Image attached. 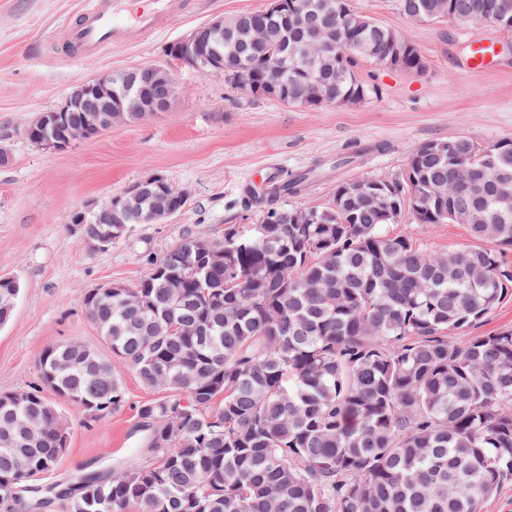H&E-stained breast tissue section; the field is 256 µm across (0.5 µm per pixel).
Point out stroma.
Returning <instances> with one entry per match:
<instances>
[{
  "label": "stroma",
  "mask_w": 512,
  "mask_h": 512,
  "mask_svg": "<svg viewBox=\"0 0 512 512\" xmlns=\"http://www.w3.org/2000/svg\"><path fill=\"white\" fill-rule=\"evenodd\" d=\"M82 0H0V277L20 284L11 320L0 327V393L42 389L40 356L51 346L80 343L109 357L125 391L124 405L94 416L55 397L69 434L55 468L30 477L22 504L0 512H69L65 489L84 475L142 462V405L164 399L125 361L113 357L88 318L86 292L137 283L149 259L188 235L212 239L228 227L260 223L264 210L245 194L265 167L306 182L286 204L332 206L338 184L401 175L412 148L465 137L481 147L512 139V34L489 25L407 17L398 0H352L361 14L420 49L418 72L361 63L358 74L376 95L355 105L315 107L255 100L171 57V44L217 16L264 9L267 0H195L164 31L142 43L79 56L63 43L67 18ZM480 39L510 45L482 69L468 47ZM155 65L178 91L168 111L117 123L67 150L36 146L22 135L39 113L58 107L75 84L106 72ZM161 177L186 192L187 208L161 224H134L105 251L85 245L71 217L97 210L135 182ZM389 233H405L426 251L471 245L463 224H420L403 213Z\"/></svg>",
  "instance_id": "stroma-1"
}]
</instances>
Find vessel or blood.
<instances>
[{"instance_id": "1", "label": "vessel or blood", "mask_w": 512, "mask_h": 512, "mask_svg": "<svg viewBox=\"0 0 512 512\" xmlns=\"http://www.w3.org/2000/svg\"><path fill=\"white\" fill-rule=\"evenodd\" d=\"M188 0H154L151 10L133 9L132 0H85L82 18L66 28L64 40L81 54H98L106 45L141 42L162 30Z\"/></svg>"}]
</instances>
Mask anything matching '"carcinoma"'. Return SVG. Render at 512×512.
Segmentation results:
<instances>
[{
    "label": "carcinoma",
    "mask_w": 512,
    "mask_h": 512,
    "mask_svg": "<svg viewBox=\"0 0 512 512\" xmlns=\"http://www.w3.org/2000/svg\"><path fill=\"white\" fill-rule=\"evenodd\" d=\"M318 28L293 38L288 18L265 10L245 19L261 28L265 50L253 72L284 59L288 90L334 55L328 102L357 104L376 93L357 67L395 56L423 65L418 48L354 9L307 0ZM415 19L440 16L485 22L512 32V0H399ZM415 146L406 175L375 210L350 190L327 208L329 224H267L256 247L224 238V257L197 269L187 236L134 286L88 292L89 319L112 353L146 387L170 395L140 409L155 445L143 464L89 479L71 512H481L512 477V330L460 343L454 334L483 320L512 286L502 252L512 250V208L492 187L512 191V140L488 148L473 141L444 157ZM505 152L495 167L481 162ZM471 179L469 224L479 246L427 252L407 235L385 231L406 198L430 195L452 222L456 182ZM92 235L124 237L116 224H88ZM143 297L138 306L131 295ZM42 381L53 393L96 414L118 410L123 385L109 359L70 343L47 348ZM37 428L35 455L0 442L5 485L47 472L61 453L52 433L55 406L39 392L20 401L0 394ZM172 428L180 435L172 440Z\"/></svg>",
    "instance_id": "obj_1"
}]
</instances>
